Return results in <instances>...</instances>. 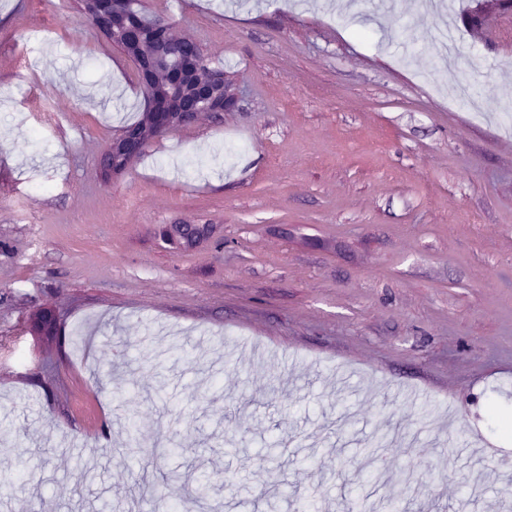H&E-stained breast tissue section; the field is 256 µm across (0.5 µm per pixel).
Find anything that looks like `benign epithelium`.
Returning <instances> with one entry per match:
<instances>
[{"mask_svg":"<svg viewBox=\"0 0 512 512\" xmlns=\"http://www.w3.org/2000/svg\"><path fill=\"white\" fill-rule=\"evenodd\" d=\"M96 28L138 66L144 90V119L139 131L112 139L101 156L105 175H119L138 148L163 131L182 126L189 116L234 112L241 99L237 76L211 66L198 42L182 38L187 46L173 55L178 42L171 26L145 18L127 0H80ZM165 238L192 248L210 234L209 226L169 224Z\"/></svg>","mask_w":512,"mask_h":512,"instance_id":"1","label":"benign epithelium"}]
</instances>
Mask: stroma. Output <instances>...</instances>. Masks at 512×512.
Masks as SVG:
<instances>
[{"label": "stroma", "mask_w": 512, "mask_h": 512, "mask_svg": "<svg viewBox=\"0 0 512 512\" xmlns=\"http://www.w3.org/2000/svg\"><path fill=\"white\" fill-rule=\"evenodd\" d=\"M446 2L139 0L245 93L107 178L135 64L0 0L7 512H512V7ZM164 233L167 240L178 241L184 248H192L209 236L210 229L206 224H169Z\"/></svg>", "instance_id": "35a3bbf8"}]
</instances>
